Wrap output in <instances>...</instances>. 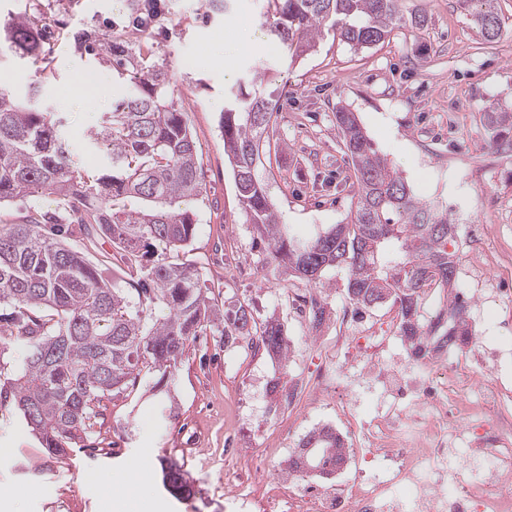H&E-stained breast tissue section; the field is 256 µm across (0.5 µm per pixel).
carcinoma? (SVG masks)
<instances>
[{
	"label": "carcinoma",
	"instance_id": "cac0c4a2",
	"mask_svg": "<svg viewBox=\"0 0 512 512\" xmlns=\"http://www.w3.org/2000/svg\"><path fill=\"white\" fill-rule=\"evenodd\" d=\"M0 24L8 49L33 63L44 59L46 29L38 0ZM268 34L290 60L315 51L328 26L358 52L390 37L402 24L399 0H267ZM494 0H463L478 34H502ZM139 69H128L129 48L109 45L112 71L128 87L112 111L90 131L102 154L92 177L68 141L60 117L37 103V86L19 100L0 90V205L43 194L80 215L79 229L102 234L119 250L107 276L87 255L67 246L54 217L31 208L19 224L0 226V346L17 354L16 375L0 387L42 447L63 454L94 426L102 398L120 392L142 369L159 373L154 388L168 386L188 342L208 330L225 341L242 335V306L217 318L193 261L167 255L195 235L193 214L177 207L202 193V150L186 113L175 101L167 69L152 61V47H138ZM280 111L275 91L228 94L220 129L239 201L249 223L267 239L271 257L288 274L309 282L332 267L347 270V295L356 307L398 306V330L417 346L414 356L472 335L467 302L456 288V252L448 210L416 197L411 186L374 146L356 114L336 111L353 195L344 222L298 241L279 224L259 170L271 152ZM493 142L512 130V111L484 113ZM154 256L144 266L146 254ZM447 291L432 310L430 296ZM168 309L163 319L156 307ZM257 346L282 358L287 342L268 323ZM348 461L343 437L331 427L310 431L288 458L300 475L335 472ZM164 487L188 494L183 466L160 461Z\"/></svg>",
	"mask_w": 512,
	"mask_h": 512
}]
</instances>
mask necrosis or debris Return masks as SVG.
<instances>
[{"label":"necrosis or debris","instance_id":"necrosis-or-debris-1","mask_svg":"<svg viewBox=\"0 0 512 512\" xmlns=\"http://www.w3.org/2000/svg\"><path fill=\"white\" fill-rule=\"evenodd\" d=\"M391 341L365 326L337 337L317 382L344 409L355 391L339 386L340 369L354 365L360 384L376 380L383 403L361 423L348 453L385 458L384 470L342 485L298 479L283 464L264 478L267 449L228 447L225 492L283 498L288 512H512V418L500 412L507 388L498 374L512 352L472 337L478 356L459 370L443 355L417 366L388 360Z\"/></svg>","mask_w":512,"mask_h":512}]
</instances>
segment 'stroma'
<instances>
[{"label":"stroma","mask_w":512,"mask_h":512,"mask_svg":"<svg viewBox=\"0 0 512 512\" xmlns=\"http://www.w3.org/2000/svg\"><path fill=\"white\" fill-rule=\"evenodd\" d=\"M266 4L231 0L211 20L207 0H157L138 12L128 0H42L54 20L45 69L0 44V88L21 97L38 83L42 103L64 118L92 171L101 159L87 145L88 131L126 91L105 60L109 43L142 23L203 151V193L188 204L196 219L189 256L220 309L242 305L250 315L247 335L235 343L216 334L190 343L171 405L148 395L157 374L142 372L134 386L101 401L96 425L65 455L41 448L12 406L1 408L0 512H267L215 491L209 458L223 453L227 432L244 448L269 443L282 458L318 426L351 437L331 401H313L294 415L279 401L288 383L313 381L351 305L345 271H327L316 284L283 274L243 213L219 119L225 90L255 72L270 71L280 90L271 155L261 171L280 223L308 238L345 219L352 187L344 181L348 162L335 112L350 109L416 195L447 208L457 243L469 238L471 225H498L488 246L503 298L473 296L461 273L456 288L467 297L478 335L512 348V302L504 300L512 294V134L493 140L483 120L489 106L512 105V0H497L503 31L492 43L477 34L458 0H401L403 15L425 11L423 32L406 27L393 41L355 54L326 31L316 52L294 63L268 49ZM85 31L92 34L87 44L78 39ZM87 74L100 99L75 90V77ZM309 293L326 307L328 321L318 331L298 309L299 296ZM270 319L288 338L286 358L247 346L248 334ZM162 458L183 464L193 497L179 501L163 490L155 476Z\"/></svg>","instance_id":"35a3bbf8"}]
</instances>
